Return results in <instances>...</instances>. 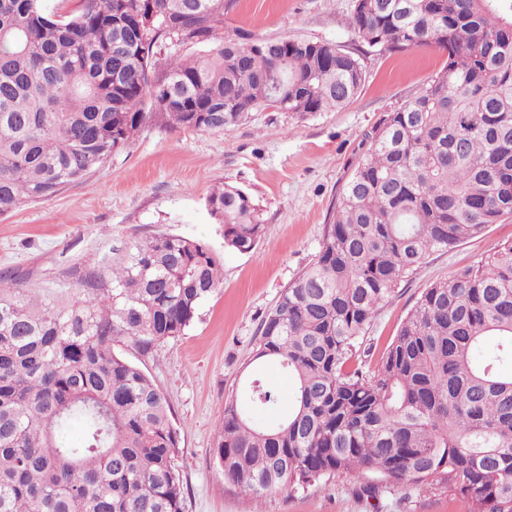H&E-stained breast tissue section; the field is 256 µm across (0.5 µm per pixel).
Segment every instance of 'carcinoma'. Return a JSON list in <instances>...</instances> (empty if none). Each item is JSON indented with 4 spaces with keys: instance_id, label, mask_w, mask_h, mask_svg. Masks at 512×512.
Masks as SVG:
<instances>
[{
    "instance_id": "1",
    "label": "carcinoma",
    "mask_w": 512,
    "mask_h": 512,
    "mask_svg": "<svg viewBox=\"0 0 512 512\" xmlns=\"http://www.w3.org/2000/svg\"><path fill=\"white\" fill-rule=\"evenodd\" d=\"M66 2L0 0V215L82 179L153 112L227 132L266 109L342 108L365 81L358 48L224 33V0ZM348 26L378 52L447 61L368 135L319 251L261 322L251 362L288 374V415L257 425L281 398L252 379L246 403L224 401L217 464L249 497L343 475L372 495L371 474L512 512V241L425 288L377 369L353 365L406 275L512 215V0H359ZM182 30L202 47L189 59ZM206 207L224 247L256 248L248 192L223 183ZM222 282L208 246L164 233L88 275L72 305L0 275V512H183L167 398L113 342L181 335Z\"/></svg>"
}]
</instances>
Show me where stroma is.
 I'll return each instance as SVG.
<instances>
[{"label": "stroma", "mask_w": 512, "mask_h": 512, "mask_svg": "<svg viewBox=\"0 0 512 512\" xmlns=\"http://www.w3.org/2000/svg\"><path fill=\"white\" fill-rule=\"evenodd\" d=\"M354 0H232L226 32L303 37L350 49ZM447 55L431 49L367 51L365 82L348 106L304 118L265 110L229 132L151 122L121 151L56 196L0 216V272L45 298L74 303L83 280L105 273L131 242L159 233L206 244L224 272L221 287L185 332L150 350L116 340L114 351L167 396L180 453L183 512H473L447 486H380L363 495L350 477L246 497L225 483L214 448L227 397L239 392L265 314L318 252L336 191L386 113L414 97ZM251 194L264 232L248 253L226 249L206 208L214 185ZM512 240V218L431 253L398 285L367 331L357 358L374 369L380 352L430 283L476 265Z\"/></svg>", "instance_id": "1"}]
</instances>
